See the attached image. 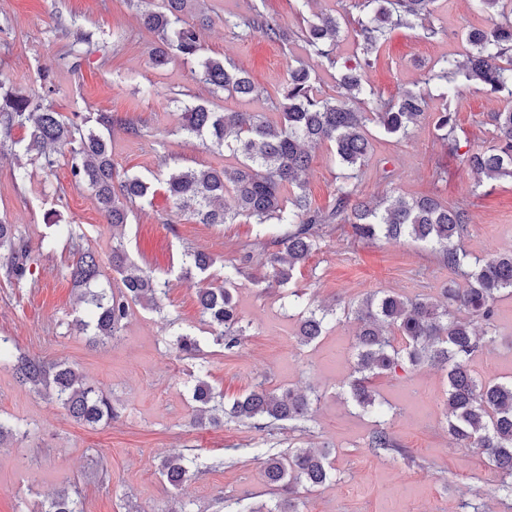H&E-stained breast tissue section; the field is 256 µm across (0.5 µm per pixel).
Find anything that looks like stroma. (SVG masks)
Wrapping results in <instances>:
<instances>
[{
	"mask_svg": "<svg viewBox=\"0 0 512 512\" xmlns=\"http://www.w3.org/2000/svg\"><path fill=\"white\" fill-rule=\"evenodd\" d=\"M344 3L195 0L194 10L211 19L201 31L203 54L245 70L261 91L257 99L241 100L211 94L183 60L155 67L149 52L156 37L138 25L126 0H0V81L38 95L40 74L48 68L54 85L49 102L57 111L69 117L109 112L133 121L141 136L119 127L112 131L119 170L149 178L218 168L232 164V157L181 132L184 104L261 112L277 121L286 68L298 57L314 69L323 95L339 92L335 70L305 54L301 42L243 35L225 27V16L245 17L256 6L296 33L304 17L341 10ZM484 20L472 0H435L436 37H425L420 24L405 25L377 50V63L366 73L374 92L367 108L411 88L424 95L426 116L406 140L372 128L374 154L358 181L364 198L434 194L467 208L473 221L463 246L475 256L512 248V180L475 187L459 158L438 140L434 118L444 105H452L461 148H486L492 113L512 101L463 85L447 103L427 73L438 59L464 54L463 23L479 26ZM79 30L94 37L81 45L75 61L67 53ZM27 169L28 178L19 179L14 153L0 149V222L16 225L33 258L31 282L15 288L0 281V336L21 351L78 364L89 383L110 395L119 416L104 427L86 426L21 385L11 367L0 365V418L30 429L29 436L0 445V512H42L48 499L66 490L80 491L84 512H173L182 502L192 512H269L291 497L301 501V512H512V496L495 493L497 477L482 457L450 442L444 415L447 380L441 370L407 367L374 380L380 399L391 406L383 425L399 452L369 450L376 422L360 412L346 388L353 372L354 320L331 321L318 341L301 344L298 310L284 306L280 289L259 279L267 254L277 249L282 227L276 222L263 232L243 219L199 224L175 214L162 186H155L151 202L135 204L123 234L133 262L168 280L163 313L133 306L120 337L106 347L71 333L68 325L80 311L79 292L67 270L75 249L96 252L112 287L121 285L110 263L112 230L91 192L73 182L67 165L48 174L32 159ZM437 169L442 172L438 178L433 175ZM339 174L330 148L313 152L306 179L314 206L333 204ZM51 212L60 223L80 225V237L55 238L47 222ZM187 248L245 270L235 299L247 332L233 349L207 338L196 295L201 282L182 276ZM454 277L423 244L363 243L335 230L324 235L294 285L316 302L340 300L350 307L373 291L434 297ZM496 307L493 326L473 322L490 341L470 369L487 381L512 377V296L499 298ZM177 327L199 336V356H176L169 339ZM203 374L223 391L228 405L261 382L269 388H310L318 399L309 420L298 425L260 428L228 420L223 427L201 430L193 425L196 404L190 389ZM299 446L328 449L335 477L313 490L267 483L266 456ZM170 454L194 460V476L177 493L158 472Z\"/></svg>",
	"mask_w": 512,
	"mask_h": 512,
	"instance_id": "obj_1",
	"label": "stroma"
}]
</instances>
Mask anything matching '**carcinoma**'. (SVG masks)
Returning a JSON list of instances; mask_svg holds the SVG:
<instances>
[{
    "mask_svg": "<svg viewBox=\"0 0 512 512\" xmlns=\"http://www.w3.org/2000/svg\"><path fill=\"white\" fill-rule=\"evenodd\" d=\"M147 4L137 10L143 28L157 36L152 53L156 67L178 57L194 62L196 81L216 91L243 99H256L260 92L246 72L220 58L201 55L199 26L188 17L190 0H139ZM435 0H352L343 13L320 12L305 20L295 36L285 32L276 19L256 12L241 18H224V26L244 28L271 40L296 37L305 50L327 61L338 72L339 97H324L315 89V77L302 62L288 64L280 102L281 117L270 122L262 112H218L205 103L184 106L181 130L206 147L230 151L233 166L206 167L171 172L165 192L176 213H188L200 224H232L244 217L260 227L274 219L291 226L277 240L280 249L266 258L262 280L288 287L311 253L318 248L326 229L347 224L358 241L388 243L421 242L430 247L466 282L459 288L450 282L435 297H404L369 293L351 312L358 322L355 334L354 375L347 383L349 395L365 414L382 418L387 414L372 389L373 379L399 368L436 366L447 375L444 402L448 436L459 448L477 450L499 476V489L512 496V379L483 381L469 362L485 346L486 338L474 332L471 323L457 313L464 311L491 325L494 304L502 295H512V251L473 257L462 239L470 223L466 209L445 205L434 195L359 197L357 181L361 167L373 151L368 124L398 140L407 138L424 116V96L406 89L376 109L364 108L374 95L366 87L365 73L372 66L371 51L381 47L392 28L419 21L429 38L439 33L431 21ZM486 15L483 27L465 29L466 60L454 56L434 63L428 80L442 82L443 98L449 100L458 83L473 85L491 96L512 99V0H477ZM350 31L360 52L344 61L337 55L342 31ZM44 94L33 96L5 88L0 82V147H23L37 151L42 168L51 171L59 161L70 167L73 181L95 197L106 223L116 229L128 223L134 203L145 201L151 185L135 174H120L112 159V128L118 124L110 112H97L77 121L45 104L53 93L50 73L43 72ZM493 145L486 150L459 153L456 112L451 104L435 115L437 137L448 152L475 177V188L486 181L512 179V107L492 113ZM27 131L28 142L13 139L16 129ZM328 144L336 164L345 173L336 184L334 203L323 210L312 206L302 175L309 167L310 150ZM288 190V204L282 191ZM112 271L121 275L119 291L98 288L105 277L95 252L80 250L68 274L81 288L83 315L72 320L73 333L87 336L96 345H106L121 335L134 305L160 312L168 295V281L151 270L136 269L124 241L112 237ZM31 256L24 237L11 224L0 223V275L11 286H21L30 275ZM213 265L211 255L186 249L182 273L191 278ZM241 267H224V284L201 288L197 293L201 319L212 331L214 343L230 350L246 333L232 294ZM288 305L302 308L299 342L317 341L326 325L337 318L333 306L304 302L297 289L289 290ZM9 338L0 336V365L10 366L18 381L36 389L75 420L90 427L117 416L111 397L85 381L78 367L66 360H48L13 351ZM176 355L194 356L199 341L187 332L174 334ZM198 404L194 422L201 428L216 427L229 416L242 423L301 422L306 420L314 398L306 392L268 389L263 384L236 399L224 410V394L199 378L192 387ZM367 446L376 455L395 450L384 427L375 428ZM330 452L293 448L288 455H270L265 461L269 483L293 482L311 488L333 477ZM160 472L175 492L191 478L188 461L181 455L161 462ZM79 499L67 493L52 498L45 512H81Z\"/></svg>",
    "mask_w": 512,
    "mask_h": 512,
    "instance_id": "obj_1",
    "label": "carcinoma"
}]
</instances>
